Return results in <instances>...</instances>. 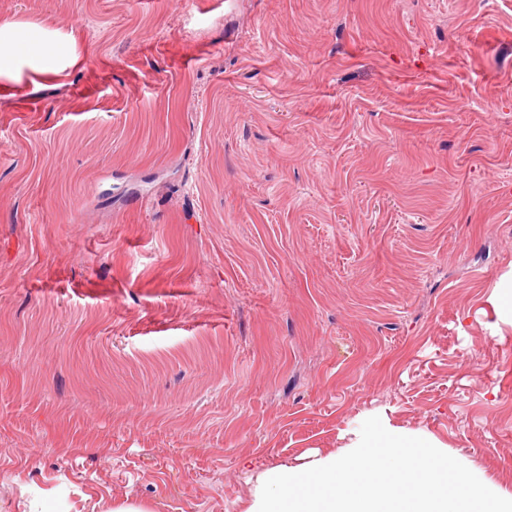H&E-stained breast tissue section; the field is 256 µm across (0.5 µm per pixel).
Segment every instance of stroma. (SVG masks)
I'll return each instance as SVG.
<instances>
[{"label":"stroma","instance_id":"obj_1","mask_svg":"<svg viewBox=\"0 0 512 512\" xmlns=\"http://www.w3.org/2000/svg\"><path fill=\"white\" fill-rule=\"evenodd\" d=\"M0 512H247L386 414L512 493V0H0ZM76 60L74 46L52 32L20 22H0V80L19 83L25 69L58 74Z\"/></svg>","mask_w":512,"mask_h":512}]
</instances>
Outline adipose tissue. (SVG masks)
<instances>
[{"label":"adipose tissue","instance_id":"obj_1","mask_svg":"<svg viewBox=\"0 0 512 512\" xmlns=\"http://www.w3.org/2000/svg\"><path fill=\"white\" fill-rule=\"evenodd\" d=\"M76 60L74 46L52 32L20 22H0V80L21 82L27 69L58 74Z\"/></svg>","mask_w":512,"mask_h":512}]
</instances>
